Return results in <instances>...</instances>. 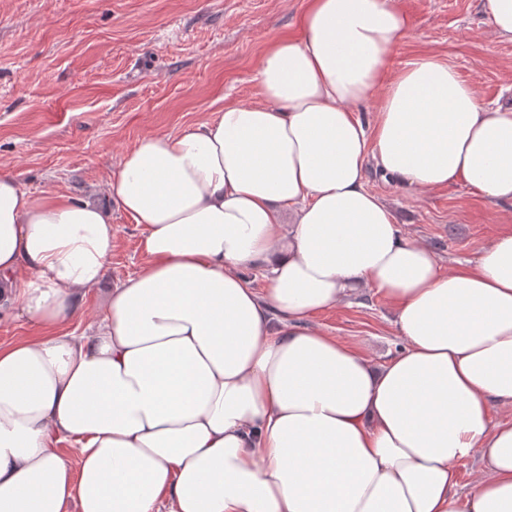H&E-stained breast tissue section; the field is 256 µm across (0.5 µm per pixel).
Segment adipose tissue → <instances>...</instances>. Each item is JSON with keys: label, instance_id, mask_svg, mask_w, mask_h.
I'll use <instances>...</instances> for the list:
<instances>
[{"label": "adipose tissue", "instance_id": "obj_1", "mask_svg": "<svg viewBox=\"0 0 512 512\" xmlns=\"http://www.w3.org/2000/svg\"><path fill=\"white\" fill-rule=\"evenodd\" d=\"M407 28L397 0H309L260 103L127 152L107 194L145 262L91 332L64 326L109 211L0 172V282L41 330L0 346V512H512V231L446 272L366 186L372 160L512 205V107L435 55L391 71ZM362 288L403 342L380 363L310 323Z\"/></svg>", "mask_w": 512, "mask_h": 512}]
</instances>
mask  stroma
<instances>
[{
  "instance_id": "35a3bbf8",
  "label": "stroma",
  "mask_w": 512,
  "mask_h": 512,
  "mask_svg": "<svg viewBox=\"0 0 512 512\" xmlns=\"http://www.w3.org/2000/svg\"><path fill=\"white\" fill-rule=\"evenodd\" d=\"M307 0H0V171L25 189L109 205L107 183L149 135L215 120L224 104H255L267 45L300 34ZM409 29L395 66L448 58L489 106L512 105V42L492 32L483 0H398ZM368 188L405 235L430 246L443 270L476 259L512 227V206L465 183L414 190L367 167ZM115 246L107 274L80 302L76 327L97 325L114 285L138 271L141 229L109 205ZM382 295L363 288L314 325L374 360L402 346Z\"/></svg>"
}]
</instances>
